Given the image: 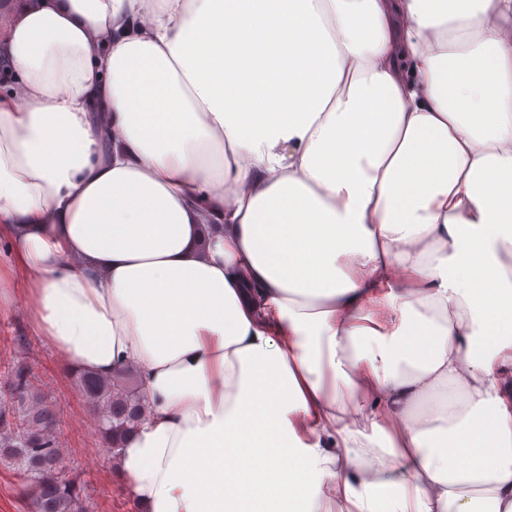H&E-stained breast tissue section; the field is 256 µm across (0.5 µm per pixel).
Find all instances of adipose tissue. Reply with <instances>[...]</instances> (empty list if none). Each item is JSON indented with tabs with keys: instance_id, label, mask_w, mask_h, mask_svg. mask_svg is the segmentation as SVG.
<instances>
[{
	"instance_id": "1",
	"label": "adipose tissue",
	"mask_w": 512,
	"mask_h": 512,
	"mask_svg": "<svg viewBox=\"0 0 512 512\" xmlns=\"http://www.w3.org/2000/svg\"><path fill=\"white\" fill-rule=\"evenodd\" d=\"M241 2L8 0L0 289L136 366L142 512H224L245 450L304 512H512V0H288L316 80L260 112ZM282 66H283V62L279 58L274 57L269 70L262 77L248 76V75L242 74V73L230 68L229 66H224V75H226L228 72H231L234 74V76H235V83L233 85L234 87H241L243 85L251 84V85L257 86L258 88L259 87L263 88V86H265L264 85L265 83L263 81L266 78L267 73L273 74V76H276L279 79Z\"/></svg>"
}]
</instances>
